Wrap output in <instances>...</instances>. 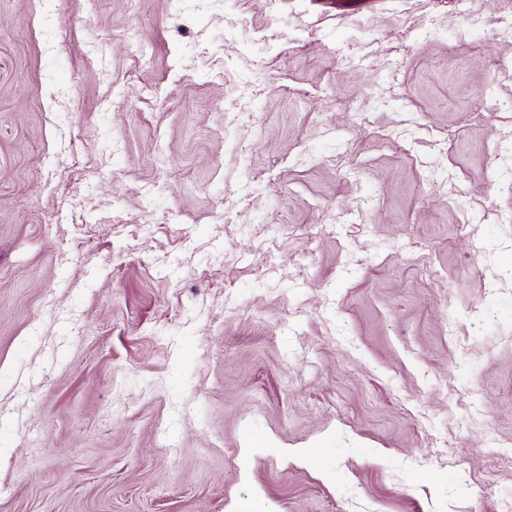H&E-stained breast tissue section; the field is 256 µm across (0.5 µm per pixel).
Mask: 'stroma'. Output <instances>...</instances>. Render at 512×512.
<instances>
[{
    "instance_id": "stroma-1",
    "label": "stroma",
    "mask_w": 512,
    "mask_h": 512,
    "mask_svg": "<svg viewBox=\"0 0 512 512\" xmlns=\"http://www.w3.org/2000/svg\"><path fill=\"white\" fill-rule=\"evenodd\" d=\"M512 0H0V512H512Z\"/></svg>"
}]
</instances>
